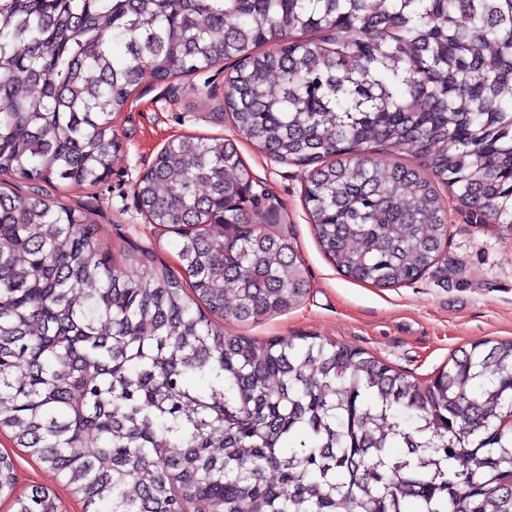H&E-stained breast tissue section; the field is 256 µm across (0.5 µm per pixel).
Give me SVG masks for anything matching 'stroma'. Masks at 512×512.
Returning <instances> with one entry per match:
<instances>
[{
  "label": "stroma",
  "mask_w": 512,
  "mask_h": 512,
  "mask_svg": "<svg viewBox=\"0 0 512 512\" xmlns=\"http://www.w3.org/2000/svg\"><path fill=\"white\" fill-rule=\"evenodd\" d=\"M209 77L224 81L214 69L181 77L172 96L153 74L143 73L115 122L121 148L108 180L96 187L57 181L46 188L51 198H65L89 214L98 243L111 251L117 264H126L129 255H144L153 268L180 272L174 235L146 223L135 184L171 140L230 138L273 205L272 211L256 216V223L281 224L292 231L308 268L310 292L288 312L257 323L228 322L225 332L260 342L320 336L366 351L419 382L430 379L458 349L488 338H512V233L496 224L471 223L467 212L451 203L444 246L447 275L430 270L417 282L394 288L354 282L336 270L317 243L303 199L307 169L276 162L238 137L222 95L208 98L202 93ZM0 452L15 460L18 490L50 489L59 498L60 512H83L57 476L15 447L8 434L0 433Z\"/></svg>",
  "instance_id": "stroma-1"
}]
</instances>
